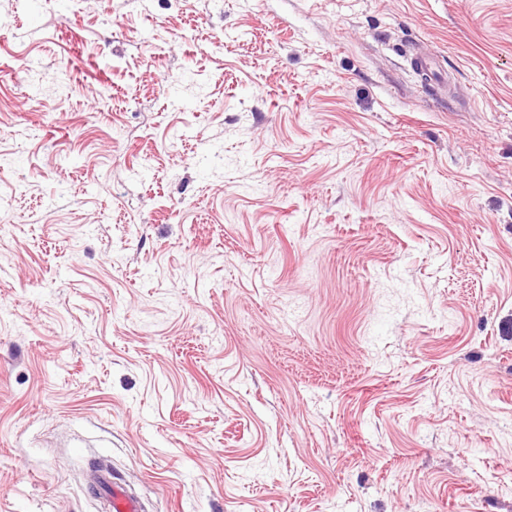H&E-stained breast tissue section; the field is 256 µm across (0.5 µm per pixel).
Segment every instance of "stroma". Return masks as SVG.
Segmentation results:
<instances>
[{"label":"stroma","mask_w":512,"mask_h":512,"mask_svg":"<svg viewBox=\"0 0 512 512\" xmlns=\"http://www.w3.org/2000/svg\"><path fill=\"white\" fill-rule=\"evenodd\" d=\"M95 461L512 512V0H0V512Z\"/></svg>","instance_id":"obj_1"}]
</instances>
